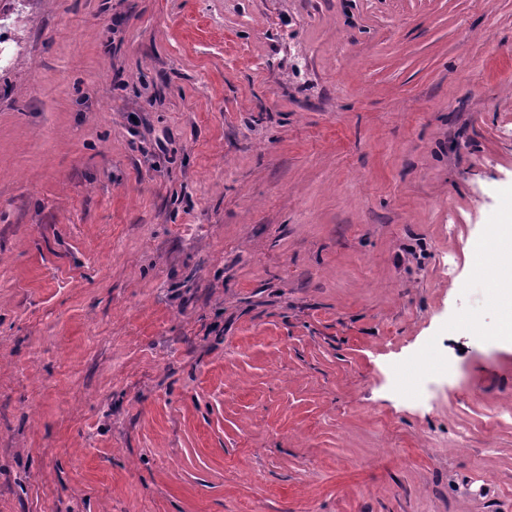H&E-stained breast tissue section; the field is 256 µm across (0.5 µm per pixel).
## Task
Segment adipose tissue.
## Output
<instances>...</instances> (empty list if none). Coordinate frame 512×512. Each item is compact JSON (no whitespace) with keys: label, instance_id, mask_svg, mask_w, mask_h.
I'll return each instance as SVG.
<instances>
[{"label":"adipose tissue","instance_id":"1","mask_svg":"<svg viewBox=\"0 0 512 512\" xmlns=\"http://www.w3.org/2000/svg\"><path fill=\"white\" fill-rule=\"evenodd\" d=\"M493 246L492 272L489 281L492 288L489 299L500 313L501 335H512V224L495 225L491 230Z\"/></svg>","mask_w":512,"mask_h":512}]
</instances>
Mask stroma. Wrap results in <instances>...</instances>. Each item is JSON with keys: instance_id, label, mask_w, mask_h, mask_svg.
<instances>
[{"instance_id": "35a3bbf8", "label": "stroma", "mask_w": 512, "mask_h": 512, "mask_svg": "<svg viewBox=\"0 0 512 512\" xmlns=\"http://www.w3.org/2000/svg\"><path fill=\"white\" fill-rule=\"evenodd\" d=\"M0 36V512H512V0H0ZM507 223L495 224L491 230L493 246L492 272L489 281L492 289L489 299L500 313L502 324L497 334L512 335V210Z\"/></svg>"}]
</instances>
